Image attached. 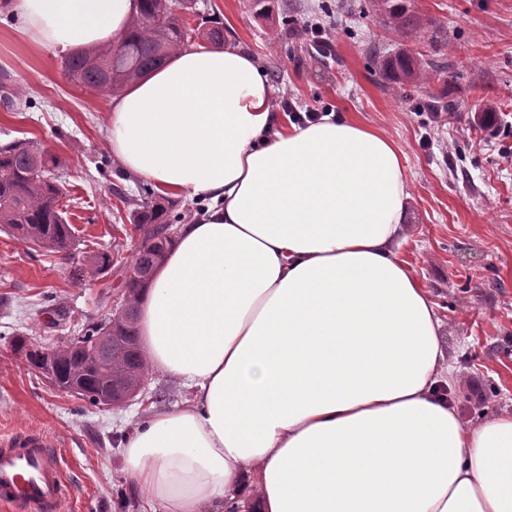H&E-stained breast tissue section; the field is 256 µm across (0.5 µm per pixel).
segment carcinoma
<instances>
[{"label":"carcinoma","instance_id":"carcinoma-1","mask_svg":"<svg viewBox=\"0 0 512 512\" xmlns=\"http://www.w3.org/2000/svg\"><path fill=\"white\" fill-rule=\"evenodd\" d=\"M382 23L401 32L426 28L423 19L407 6V0H379ZM195 7L193 0H143V10L130 26L119 48L76 51L62 61V71L76 86L98 89L108 81L116 91L133 83L162 65L176 49L187 42L193 31L184 15ZM436 64H423L398 53L385 61L383 74L390 80L418 83L430 77ZM49 159L26 141L0 146V227H6L27 242L57 253L70 254L75 236L60 206L64 193L56 178L50 176ZM140 207L131 212L133 224L146 239H154L148 250H137L134 264L145 274L137 280L123 279L122 295L127 312L86 329L76 347L70 342L51 351L53 376L59 387L72 391L93 405L121 390L136 388L145 373L144 355L139 343V306L150 284L152 273L173 239L163 236V210L150 205L151 190H142ZM112 268L109 254L99 253L84 261L80 273L103 274ZM15 347L25 352L26 360L42 368L41 350L27 347L23 338Z\"/></svg>","mask_w":512,"mask_h":512}]
</instances>
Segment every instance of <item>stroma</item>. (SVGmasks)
I'll use <instances>...</instances> for the list:
<instances>
[{"mask_svg":"<svg viewBox=\"0 0 512 512\" xmlns=\"http://www.w3.org/2000/svg\"><path fill=\"white\" fill-rule=\"evenodd\" d=\"M287 3V14L262 20L250 0H197L192 44L207 47L215 30L251 51L275 78L281 114L348 113L396 141L411 194L403 253L444 322L456 369L448 400L473 424L512 411V0H411L430 25L408 34L382 28L373 0H354L349 12L336 0ZM16 25L0 17V76L15 94L0 101V145L26 140L60 159L76 248L35 249L0 231V433L53 437L66 478L60 512H151L125 475L120 442L149 406L176 405L186 388L150 371L134 399L98 408L12 350L18 334L62 346L118 312L142 238L130 214L144 186L112 154L111 94L68 83L62 54L19 42ZM400 52L448 71L426 84L385 80V59ZM438 94L450 104L441 120L427 107ZM487 105L492 133L480 125ZM98 251L111 252V270L74 279Z\"/></svg>","mask_w":512,"mask_h":512,"instance_id":"35a3bbf8","label":"stroma"}]
</instances>
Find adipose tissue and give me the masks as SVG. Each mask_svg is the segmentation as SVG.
Returning <instances> with one entry per match:
<instances>
[{
	"instance_id": "1",
	"label": "adipose tissue",
	"mask_w": 512,
	"mask_h": 512,
	"mask_svg": "<svg viewBox=\"0 0 512 512\" xmlns=\"http://www.w3.org/2000/svg\"><path fill=\"white\" fill-rule=\"evenodd\" d=\"M60 52L119 43L141 0H0ZM259 61L180 48L114 99L108 141L161 195L208 199L140 306L147 366L189 387L122 442L157 512H512V414L440 391L443 322L400 247L382 129L285 126Z\"/></svg>"
}]
</instances>
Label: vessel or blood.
Instances as JSON below:
<instances>
[{"label": "vessel or blood", "mask_w": 512, "mask_h": 512, "mask_svg": "<svg viewBox=\"0 0 512 512\" xmlns=\"http://www.w3.org/2000/svg\"><path fill=\"white\" fill-rule=\"evenodd\" d=\"M65 488L52 437L16 431L0 435V504L13 512H58Z\"/></svg>", "instance_id": "obj_1"}]
</instances>
